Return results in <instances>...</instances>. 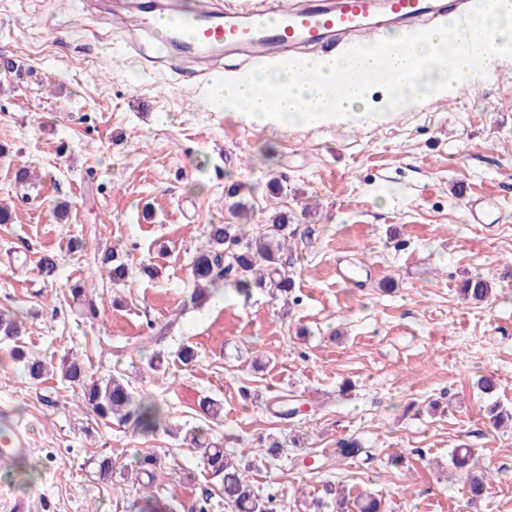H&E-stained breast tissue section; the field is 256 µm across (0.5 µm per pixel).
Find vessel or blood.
<instances>
[{
  "instance_id": "obj_1",
  "label": "vessel or blood",
  "mask_w": 512,
  "mask_h": 512,
  "mask_svg": "<svg viewBox=\"0 0 512 512\" xmlns=\"http://www.w3.org/2000/svg\"><path fill=\"white\" fill-rule=\"evenodd\" d=\"M471 0H243L239 5L206 6L186 12L167 8L163 0L122 14L128 30L154 34L156 57L166 60L180 46L200 57L224 49L242 51L250 64L297 58L302 47L333 51L356 43L361 35L377 38L386 29L418 32L419 21L437 22L446 14L464 18ZM25 428L14 425L0 435V464L28 454Z\"/></svg>"
}]
</instances>
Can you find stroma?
<instances>
[{
  "instance_id": "35a3bbf8",
  "label": "stroma",
  "mask_w": 512,
  "mask_h": 512,
  "mask_svg": "<svg viewBox=\"0 0 512 512\" xmlns=\"http://www.w3.org/2000/svg\"><path fill=\"white\" fill-rule=\"evenodd\" d=\"M139 0H0V312L19 322L0 341V425L25 427L31 453L0 470V512L15 499L34 512H139L135 475L153 449L157 497L228 512L220 484L182 437L142 435L96 419L64 360L89 376L122 374L161 403L170 424L207 430L246 457L250 480L278 512H316L323 485L370 493L383 512H512V427H494L491 402L512 409V58L489 81H461L447 96L317 129L248 121L205 97L208 73L248 74L239 56L217 67L173 53L134 56L139 31L112 33L113 11ZM35 175L19 186L18 167ZM252 194L251 222L287 213L295 287L240 295L217 288L192 299L191 263L206 228L230 221L227 192ZM493 196L492 224L471 223L467 199ZM81 249H72V242ZM128 262L124 285L102 281L107 253ZM54 255V279L40 276ZM154 263L155 278L141 274ZM491 298L464 301L467 277ZM84 288L100 306L86 321ZM178 315L153 370L138 346L150 324ZM48 364L33 380L10 358L14 344ZM197 357L175 362L181 346ZM497 381L493 395L475 386ZM223 403L217 418L202 398ZM300 406L277 418V403ZM282 445L265 454L260 440ZM360 441L369 455L344 459ZM475 449L487 478L472 498L452 449ZM111 458L112 474L98 465Z\"/></svg>"
}]
</instances>
